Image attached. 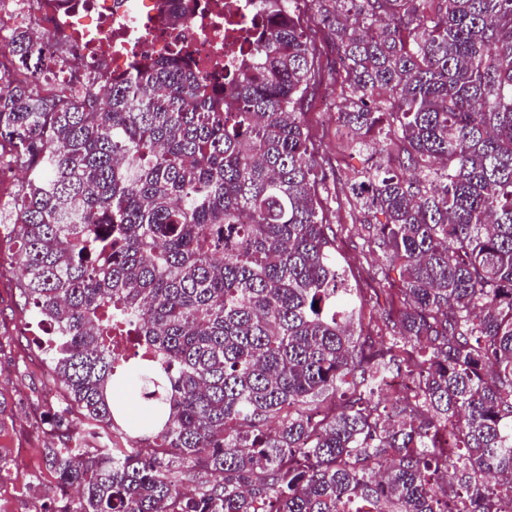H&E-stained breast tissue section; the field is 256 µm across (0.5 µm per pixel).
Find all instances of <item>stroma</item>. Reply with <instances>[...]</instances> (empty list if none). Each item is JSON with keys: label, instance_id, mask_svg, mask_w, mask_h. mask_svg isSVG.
Wrapping results in <instances>:
<instances>
[{"label": "stroma", "instance_id": "35a3bbf8", "mask_svg": "<svg viewBox=\"0 0 512 512\" xmlns=\"http://www.w3.org/2000/svg\"><path fill=\"white\" fill-rule=\"evenodd\" d=\"M298 7L319 70L305 106L322 175L319 195L330 223L339 228V261L348 283L369 291L377 285L374 273L384 257L366 245L369 226L378 216L364 210L350 191V179L361 163L350 158L346 131L331 109L336 101V38L310 0H300ZM13 250L10 235H0V455L7 460L0 469V512H42L55 499L56 481L41 450L58 442L45 419L64 391L34 343L39 329L18 297L21 271L11 261Z\"/></svg>", "mask_w": 512, "mask_h": 512}]
</instances>
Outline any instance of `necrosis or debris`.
Wrapping results in <instances>:
<instances>
[{
  "mask_svg": "<svg viewBox=\"0 0 512 512\" xmlns=\"http://www.w3.org/2000/svg\"><path fill=\"white\" fill-rule=\"evenodd\" d=\"M158 0H0V37L19 24L37 41L60 44L68 68L92 84L101 74L128 73L143 57L174 47L189 54L199 77L233 66L252 36L254 0H202L184 24H163Z\"/></svg>",
  "mask_w": 512,
  "mask_h": 512,
  "instance_id": "1",
  "label": "necrosis or debris"
}]
</instances>
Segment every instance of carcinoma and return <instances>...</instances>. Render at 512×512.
Segmentation results:
<instances>
[{"mask_svg": "<svg viewBox=\"0 0 512 512\" xmlns=\"http://www.w3.org/2000/svg\"><path fill=\"white\" fill-rule=\"evenodd\" d=\"M297 2L257 0L227 91L180 49L102 93L12 71L51 50L22 28L0 44V165L26 172L0 218L65 386L43 460L77 489L52 512H512V0H318L351 153L408 170L352 185L385 218L382 342L317 201ZM132 335L153 357L113 355ZM401 375L396 425L375 392Z\"/></svg>", "mask_w": 512, "mask_h": 512, "instance_id": "obj_1", "label": "carcinoma"}]
</instances>
